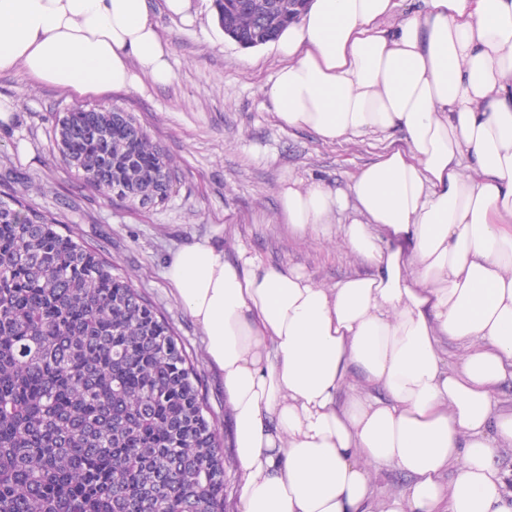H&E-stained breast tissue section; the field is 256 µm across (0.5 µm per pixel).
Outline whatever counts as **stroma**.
Listing matches in <instances>:
<instances>
[{
    "label": "stroma",
    "instance_id": "stroma-1",
    "mask_svg": "<svg viewBox=\"0 0 512 512\" xmlns=\"http://www.w3.org/2000/svg\"><path fill=\"white\" fill-rule=\"evenodd\" d=\"M149 6L170 46L173 78L167 85L147 81L137 90L78 96L20 70L0 74V101L12 107L0 121V181L21 190L31 205L58 212L67 228L103 251L165 315L194 360L231 456L224 378L206 356L201 328L167 281L166 262L185 244L208 237L223 247L227 260L244 253L262 266L299 269L318 284L368 273V266L328 242L296 239L280 210L279 190L289 181L302 186L319 180L348 192L386 141L369 134L327 143L311 130L283 126L262 93L284 63L274 44L245 49L229 37H215L212 0H192L184 21L166 13L164 0H149ZM92 106L132 113L168 154L176 180L165 205L122 202L63 164L53 136L55 117Z\"/></svg>",
    "mask_w": 512,
    "mask_h": 512
}]
</instances>
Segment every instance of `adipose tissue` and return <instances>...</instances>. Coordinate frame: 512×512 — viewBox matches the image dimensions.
<instances>
[{"label": "adipose tissue", "instance_id": "obj_1", "mask_svg": "<svg viewBox=\"0 0 512 512\" xmlns=\"http://www.w3.org/2000/svg\"><path fill=\"white\" fill-rule=\"evenodd\" d=\"M423 2L310 0L263 88L329 143L402 133L350 196L280 191L298 238L335 235L369 273L318 285L207 239L167 266L224 374L240 512H512L494 405L512 383V0ZM17 69L79 95L173 78L147 0H0V73ZM351 198L358 218L331 228ZM378 465L406 492L373 501Z\"/></svg>", "mask_w": 512, "mask_h": 512}]
</instances>
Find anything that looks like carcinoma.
Instances as JSON below:
<instances>
[{"instance_id":"1","label":"carcinoma","mask_w":512,"mask_h":512,"mask_svg":"<svg viewBox=\"0 0 512 512\" xmlns=\"http://www.w3.org/2000/svg\"><path fill=\"white\" fill-rule=\"evenodd\" d=\"M305 0H214L266 45ZM62 161L131 204L175 170L129 112L55 118ZM226 458L193 362L132 281L54 213L0 190V512H224Z\"/></svg>"}]
</instances>
